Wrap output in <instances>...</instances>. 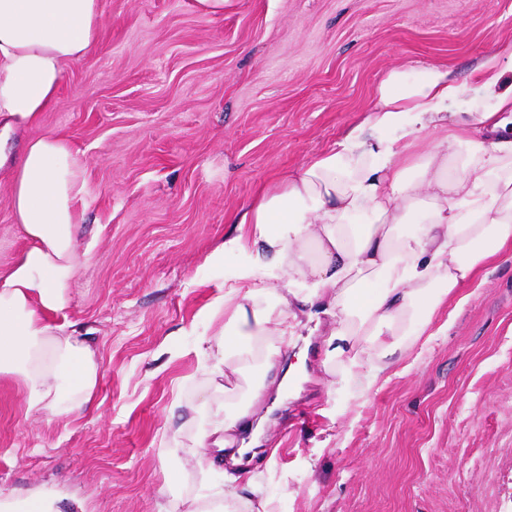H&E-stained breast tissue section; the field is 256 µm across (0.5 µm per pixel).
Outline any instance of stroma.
<instances>
[{
  "label": "stroma",
  "instance_id": "35a3bbf8",
  "mask_svg": "<svg viewBox=\"0 0 512 512\" xmlns=\"http://www.w3.org/2000/svg\"><path fill=\"white\" fill-rule=\"evenodd\" d=\"M100 46L66 69L25 131L64 132L85 163L72 301L55 324L91 332L95 403L68 419L30 412L0 376V491L59 487L85 512H191L196 430L240 378L210 375L194 350L208 306L243 272L207 255L281 172L331 148L395 67L448 66L457 81L512 39V0H101ZM24 248L0 169V271ZM457 308L448 331L346 413L320 331L298 397L256 408L266 440L247 469L276 512H512V256ZM308 409L313 424L285 430Z\"/></svg>",
  "mask_w": 512,
  "mask_h": 512
}]
</instances>
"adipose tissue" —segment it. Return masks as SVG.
I'll return each mask as SVG.
<instances>
[{
    "label": "adipose tissue",
    "instance_id": "1",
    "mask_svg": "<svg viewBox=\"0 0 512 512\" xmlns=\"http://www.w3.org/2000/svg\"><path fill=\"white\" fill-rule=\"evenodd\" d=\"M100 0H0V132L36 123L67 65L99 45ZM512 41L475 66L466 84L447 67L394 69L366 115L328 151L261 187L236 217L237 233L208 262L250 261L210 306L215 330L196 353L217 376H242V399L216 404L196 445L233 461L258 445L237 436L298 325L329 319L323 368L331 389L356 398L382 386L394 363L423 345L456 289L512 247ZM477 109L460 119L464 89ZM83 164L61 132L26 140L11 175L12 217L26 246L0 273V375L19 376L31 411L48 418L90 407L101 362L81 323L64 336L48 317L68 309L79 265ZM271 271L269 281L254 269ZM255 474L209 465L203 506L226 512L224 489Z\"/></svg>",
    "mask_w": 512,
    "mask_h": 512
}]
</instances>
